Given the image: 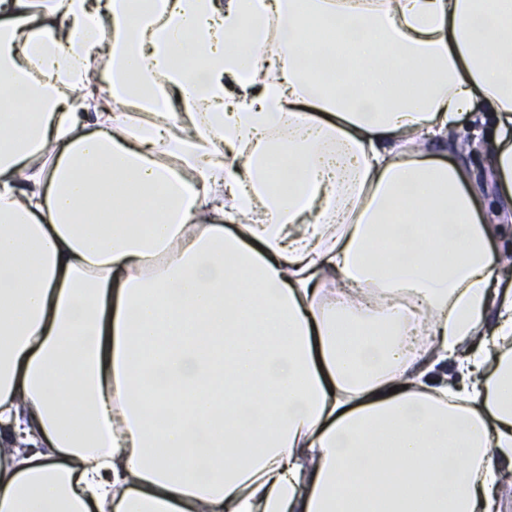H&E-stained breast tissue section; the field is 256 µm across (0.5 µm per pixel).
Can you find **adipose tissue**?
Wrapping results in <instances>:
<instances>
[{"label":"adipose tissue","instance_id":"ef3b65f1","mask_svg":"<svg viewBox=\"0 0 512 512\" xmlns=\"http://www.w3.org/2000/svg\"><path fill=\"white\" fill-rule=\"evenodd\" d=\"M511 225L512 0H0V512H503ZM480 127L482 128L481 139L483 146H480L468 155L471 167L479 174L485 169V150L493 139V120L490 115H486V121Z\"/></svg>","mask_w":512,"mask_h":512}]
</instances>
